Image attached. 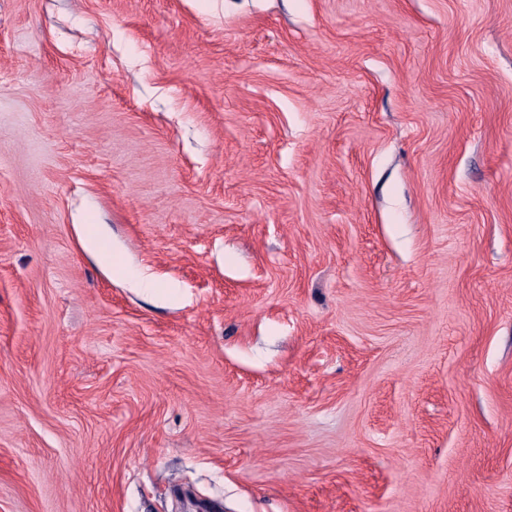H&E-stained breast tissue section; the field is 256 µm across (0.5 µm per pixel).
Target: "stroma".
Wrapping results in <instances>:
<instances>
[{
	"label": "stroma",
	"instance_id": "stroma-1",
	"mask_svg": "<svg viewBox=\"0 0 512 512\" xmlns=\"http://www.w3.org/2000/svg\"><path fill=\"white\" fill-rule=\"evenodd\" d=\"M182 490L512 512V0H0V512Z\"/></svg>",
	"mask_w": 512,
	"mask_h": 512
}]
</instances>
